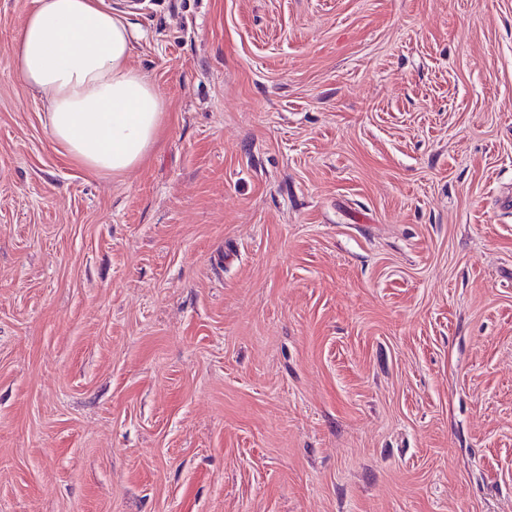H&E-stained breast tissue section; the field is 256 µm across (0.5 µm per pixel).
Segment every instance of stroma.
<instances>
[{
    "mask_svg": "<svg viewBox=\"0 0 512 512\" xmlns=\"http://www.w3.org/2000/svg\"><path fill=\"white\" fill-rule=\"evenodd\" d=\"M104 2L119 177L0 0V512H512V0ZM10 45L16 77L38 96L54 148L118 176L139 166L168 119L165 98L131 64V31L102 0H33Z\"/></svg>",
    "mask_w": 512,
    "mask_h": 512,
    "instance_id": "obj_1",
    "label": "stroma"
}]
</instances>
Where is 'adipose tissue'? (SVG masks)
<instances>
[{
  "instance_id": "1",
  "label": "adipose tissue",
  "mask_w": 512,
  "mask_h": 512,
  "mask_svg": "<svg viewBox=\"0 0 512 512\" xmlns=\"http://www.w3.org/2000/svg\"><path fill=\"white\" fill-rule=\"evenodd\" d=\"M131 49L125 18L102 0H33L10 45L21 87L45 105L54 148L95 172L139 166L168 119Z\"/></svg>"
}]
</instances>
